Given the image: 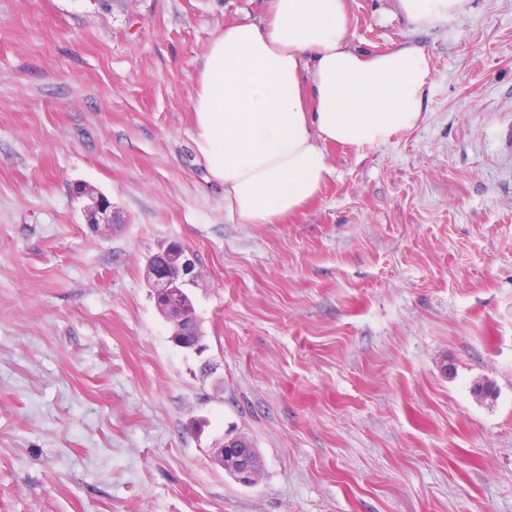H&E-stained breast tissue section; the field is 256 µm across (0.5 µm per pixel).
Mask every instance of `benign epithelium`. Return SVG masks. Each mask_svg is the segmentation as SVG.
Listing matches in <instances>:
<instances>
[{
    "mask_svg": "<svg viewBox=\"0 0 512 512\" xmlns=\"http://www.w3.org/2000/svg\"><path fill=\"white\" fill-rule=\"evenodd\" d=\"M87 223L93 225L97 230L109 232L114 223L110 204L102 197H91V204L85 210ZM144 277L149 281L154 296L163 298L166 302V313L168 320L175 323L189 321L195 313L189 299L187 289L181 284L195 283V259L189 249L182 245L175 252L171 253L166 261H157L145 266ZM247 449H236V456L232 460L242 464L237 471V482L244 486L253 485L255 476L250 467L244 465V455Z\"/></svg>",
    "mask_w": 512,
    "mask_h": 512,
    "instance_id": "benign-epithelium-1",
    "label": "benign epithelium"
}]
</instances>
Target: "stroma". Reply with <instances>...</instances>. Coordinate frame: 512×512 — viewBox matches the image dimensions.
Returning <instances> with one entry per match:
<instances>
[{
  "instance_id": "35a3bbf8",
  "label": "stroma",
  "mask_w": 512,
  "mask_h": 512,
  "mask_svg": "<svg viewBox=\"0 0 512 512\" xmlns=\"http://www.w3.org/2000/svg\"><path fill=\"white\" fill-rule=\"evenodd\" d=\"M267 7L0 0V512H512V0L430 30L347 0L352 47L427 53L422 121L328 145L287 223L228 224L191 95L215 32ZM171 239L202 358L144 282ZM231 430L253 486L212 459ZM110 208V204L104 198L91 196V204L84 210L87 223L92 224L98 231H111L114 220ZM230 444V445H229ZM229 448H236V453L240 457L233 456L231 459L234 462L242 463V467L236 472L237 474V482L244 486L253 485V481L256 477V481L260 479L263 473V461L256 448L254 447L251 439L245 434L239 433L235 435H227L224 439V445H220L218 448H215L214 454L217 456L219 454V465L224 468V451H228ZM246 448L251 449V455L248 460L249 466L254 470V474L249 466H246L244 458L242 456L246 455L248 450Z\"/></svg>"
}]
</instances>
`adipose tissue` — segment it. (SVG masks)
Returning a JSON list of instances; mask_svg holds the SVG:
<instances>
[{
    "instance_id": "1",
    "label": "adipose tissue",
    "mask_w": 512,
    "mask_h": 512,
    "mask_svg": "<svg viewBox=\"0 0 512 512\" xmlns=\"http://www.w3.org/2000/svg\"><path fill=\"white\" fill-rule=\"evenodd\" d=\"M470 0H396L415 28L464 13ZM345 0H269L263 23L218 30L191 97L192 142L224 219L278 224L316 197L331 173L328 144L387 143L422 118L431 78L415 45L367 54L350 46Z\"/></svg>"
}]
</instances>
